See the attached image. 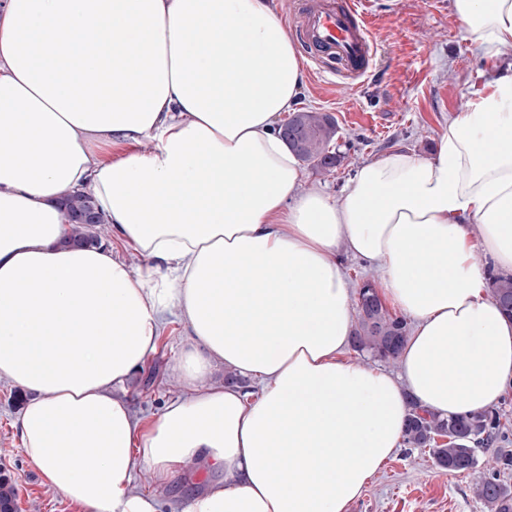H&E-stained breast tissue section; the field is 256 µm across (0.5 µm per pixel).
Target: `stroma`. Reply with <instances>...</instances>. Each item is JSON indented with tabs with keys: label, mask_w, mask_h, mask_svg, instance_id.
<instances>
[{
	"label": "stroma",
	"mask_w": 512,
	"mask_h": 512,
	"mask_svg": "<svg viewBox=\"0 0 512 512\" xmlns=\"http://www.w3.org/2000/svg\"><path fill=\"white\" fill-rule=\"evenodd\" d=\"M372 11V75L362 84L338 85L313 75L311 63H304L306 77L295 105L296 110L326 112L336 119L344 159L328 171L306 169L305 184L337 198L363 164L391 151L430 157L449 118L471 109L475 87L512 64V45L488 57L467 41L454 0H374ZM187 342L183 322L167 317L155 353L124 394L136 418L152 421L168 401L189 396L176 369ZM27 400L25 392L0 380V468L15 482L16 512H80L43 483L22 449L18 423ZM207 478L194 462L170 480L140 465L134 487L164 506L182 508ZM474 481V476L436 467L428 449L403 447L347 512H485L474 497Z\"/></svg>",
	"instance_id": "stroma-1"
}]
</instances>
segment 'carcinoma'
I'll return each instance as SVG.
<instances>
[{"label":"carcinoma","instance_id":"1","mask_svg":"<svg viewBox=\"0 0 512 512\" xmlns=\"http://www.w3.org/2000/svg\"><path fill=\"white\" fill-rule=\"evenodd\" d=\"M288 126L302 131V137L290 142L300 161L322 169L330 147L337 140L335 118L324 112H295ZM72 240L77 244H101L100 237L84 226L73 225ZM490 292L496 303L512 314V275L490 277ZM355 329L351 348L373 357L397 361L410 335L407 320L392 312L382 300L376 284L365 280L355 291ZM509 419L498 408L475 411L463 416L442 417L412 407L405 425L403 443L409 448H429L434 464L453 473L477 475L474 493L487 512H512V486L501 476L512 470V452L499 449L495 465L479 470L478 450L508 441ZM16 498L10 476L0 473V512H14Z\"/></svg>","mask_w":512,"mask_h":512}]
</instances>
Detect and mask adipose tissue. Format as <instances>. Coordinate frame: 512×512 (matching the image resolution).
Returning a JSON list of instances; mask_svg holds the SVG:
<instances>
[{"label":"adipose tissue","mask_w":512,"mask_h":512,"mask_svg":"<svg viewBox=\"0 0 512 512\" xmlns=\"http://www.w3.org/2000/svg\"><path fill=\"white\" fill-rule=\"evenodd\" d=\"M454 6L484 53L512 43V0ZM302 80L271 0H0V378L29 395L26 457L81 512H162L137 464L193 460L214 478L184 512H346L411 407L464 415L512 380L488 295L512 274V72L433 158L393 151L339 199L303 190L280 135ZM77 191L144 265L71 243ZM343 253L414 322L398 373L345 356ZM168 314L193 393L144 426L116 391ZM216 364L237 382L197 388Z\"/></svg>","instance_id":"ef3b65f1"}]
</instances>
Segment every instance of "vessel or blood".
Returning <instances> with one entry per match:
<instances>
[{
    "mask_svg": "<svg viewBox=\"0 0 512 512\" xmlns=\"http://www.w3.org/2000/svg\"><path fill=\"white\" fill-rule=\"evenodd\" d=\"M292 29L319 72L349 80L372 73L375 48L364 0H305Z\"/></svg>",
    "mask_w": 512,
    "mask_h": 512,
    "instance_id": "1",
    "label": "vessel or blood"
}]
</instances>
